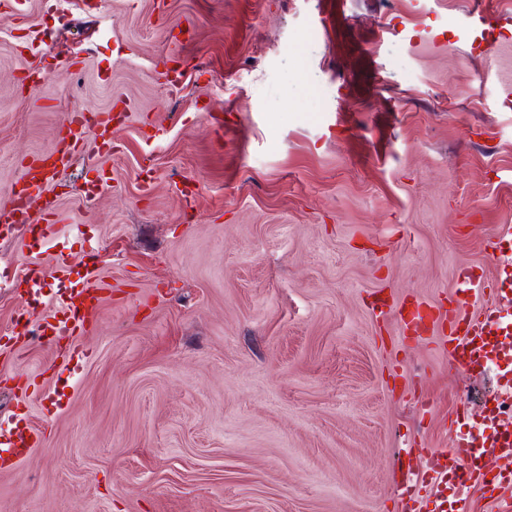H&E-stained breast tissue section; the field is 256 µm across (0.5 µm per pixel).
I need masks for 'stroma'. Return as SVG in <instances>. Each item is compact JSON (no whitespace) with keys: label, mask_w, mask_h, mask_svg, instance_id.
I'll return each instance as SVG.
<instances>
[{"label":"stroma","mask_w":512,"mask_h":512,"mask_svg":"<svg viewBox=\"0 0 512 512\" xmlns=\"http://www.w3.org/2000/svg\"><path fill=\"white\" fill-rule=\"evenodd\" d=\"M117 103L111 151L50 183L56 238L0 233V418L44 433L0 512H452L404 506L392 458L447 448L500 371L449 368L397 309L500 277L512 0H26L0 24V205L66 113ZM61 256L112 286L75 366L11 335L14 281Z\"/></svg>","instance_id":"35a3bbf8"}]
</instances>
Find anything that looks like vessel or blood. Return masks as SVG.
Returning a JSON list of instances; mask_svg holds the SVG:
<instances>
[{
	"label": "vessel or blood",
	"instance_id": "b4317fda",
	"mask_svg": "<svg viewBox=\"0 0 512 512\" xmlns=\"http://www.w3.org/2000/svg\"><path fill=\"white\" fill-rule=\"evenodd\" d=\"M117 119V114L108 109L67 113L51 146L23 164L19 181L24 188L11 194L7 209L0 210V222L16 227L22 238L34 244L51 240L56 234V208L47 196L50 177L67 169L88 140L110 145L112 124ZM48 278L64 286L54 298V314L44 317L36 306H24L18 315L22 323L19 335L27 342L40 341L56 357L64 359L68 352L63 341L86 332L103 290L92 271L76 273L74 265L64 258L49 268L35 265L19 287L27 290ZM459 278L460 297L434 312L424 304H415L404 321L406 329L418 335L437 331L448 349L452 368L480 375L497 365L503 375L512 374V320L499 314L473 318L463 309V297L470 293L483 295L498 307L511 306L512 275H504L494 285L467 269L461 271ZM503 412L504 404L499 400L485 404L479 423L457 435L450 449L429 455L435 479L454 489L455 512H471L469 489L486 486L487 470L496 467L501 459L512 457V426L504 423ZM39 443L40 433L32 426L17 419L0 422V468L12 467Z\"/></svg>",
	"mask_w": 512,
	"mask_h": 512
}]
</instances>
